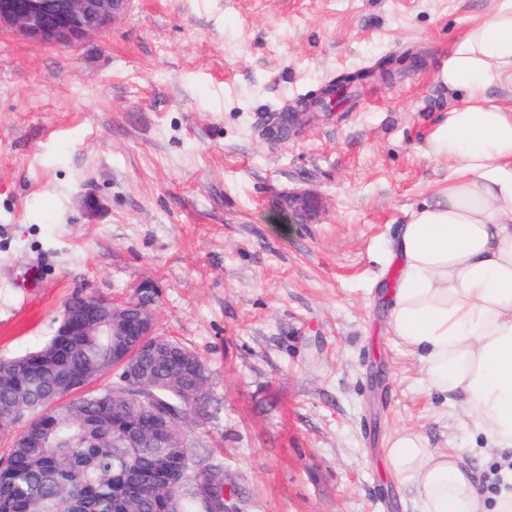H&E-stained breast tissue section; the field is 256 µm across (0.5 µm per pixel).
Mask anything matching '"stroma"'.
I'll list each match as a JSON object with an SVG mask.
<instances>
[{"mask_svg": "<svg viewBox=\"0 0 512 512\" xmlns=\"http://www.w3.org/2000/svg\"><path fill=\"white\" fill-rule=\"evenodd\" d=\"M493 0H130L101 33L45 44L0 29V358L50 336L73 296L134 298L202 357L206 413L184 432L238 512H416L386 458L408 427L472 453L389 327V246L435 199L424 152L455 98L450 45ZM285 141L272 113L404 51ZM316 219L276 227L294 187Z\"/></svg>", "mask_w": 512, "mask_h": 512, "instance_id": "35a3bbf8", "label": "stroma"}]
</instances>
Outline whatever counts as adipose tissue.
<instances>
[{
  "instance_id": "ef3b65f1",
  "label": "adipose tissue",
  "mask_w": 512,
  "mask_h": 512,
  "mask_svg": "<svg viewBox=\"0 0 512 512\" xmlns=\"http://www.w3.org/2000/svg\"><path fill=\"white\" fill-rule=\"evenodd\" d=\"M439 78L461 95L426 139L447 161L444 198L410 210L397 228L390 323L417 352L429 390L465 406L484 447L498 449L501 485L483 493L456 449L394 429L387 455L415 485L418 512H512V0H496L448 50Z\"/></svg>"
}]
</instances>
